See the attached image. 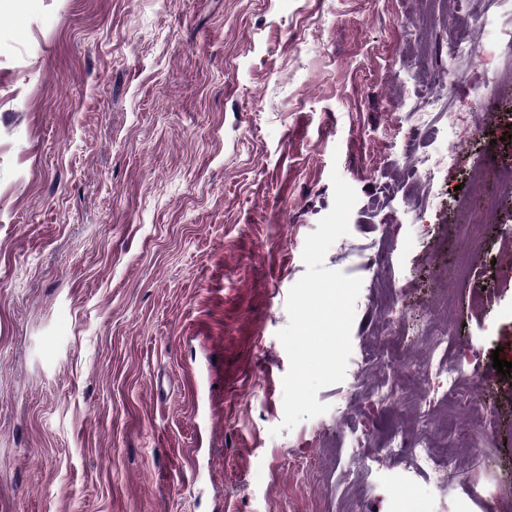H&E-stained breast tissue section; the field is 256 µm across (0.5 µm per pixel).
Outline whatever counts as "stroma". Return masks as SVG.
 Instances as JSON below:
<instances>
[{
	"instance_id": "obj_1",
	"label": "stroma",
	"mask_w": 512,
	"mask_h": 512,
	"mask_svg": "<svg viewBox=\"0 0 512 512\" xmlns=\"http://www.w3.org/2000/svg\"><path fill=\"white\" fill-rule=\"evenodd\" d=\"M487 47L423 151L418 68L447 80L449 39ZM512 0H20L0 9V512H512ZM358 195L324 265L361 278L327 413L283 420L290 288L331 209ZM496 197L459 279L467 210ZM427 206L416 222L411 199ZM493 280L474 310L468 287ZM450 322L448 359L488 379L366 363L404 323L411 362ZM498 418L473 432L463 400ZM426 402L458 465L382 455L358 479L349 436L412 431Z\"/></svg>"
}]
</instances>
